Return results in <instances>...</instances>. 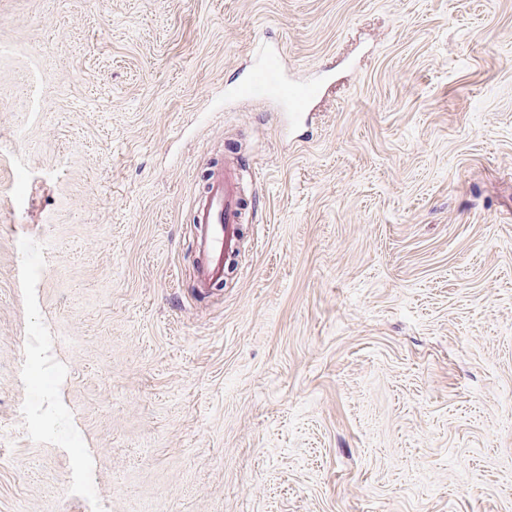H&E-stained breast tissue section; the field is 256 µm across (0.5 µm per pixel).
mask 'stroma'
<instances>
[{
    "instance_id": "35a3bbf8",
    "label": "stroma",
    "mask_w": 512,
    "mask_h": 512,
    "mask_svg": "<svg viewBox=\"0 0 512 512\" xmlns=\"http://www.w3.org/2000/svg\"><path fill=\"white\" fill-rule=\"evenodd\" d=\"M0 42V512H512V0H0ZM260 43L326 82L287 135L224 100ZM244 157L226 161L215 169L199 193L192 197L197 257L195 280L200 292L224 284L225 257L238 249L239 228L246 216L240 174Z\"/></svg>"
}]
</instances>
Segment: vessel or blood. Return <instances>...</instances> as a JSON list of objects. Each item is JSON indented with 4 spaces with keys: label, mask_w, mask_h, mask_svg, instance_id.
<instances>
[{
    "label": "vessel or blood",
    "mask_w": 512,
    "mask_h": 512,
    "mask_svg": "<svg viewBox=\"0 0 512 512\" xmlns=\"http://www.w3.org/2000/svg\"><path fill=\"white\" fill-rule=\"evenodd\" d=\"M257 54L259 65L244 84L227 91V98L241 107L273 99L287 107L289 121L300 120L318 98L319 85L291 79L282 49L263 46ZM243 168V159L225 162L212 171L191 199L195 224L192 248L197 257L195 280L199 291L223 284L225 258L238 248L239 228L246 216L240 179Z\"/></svg>",
    "instance_id": "1"
}]
</instances>
